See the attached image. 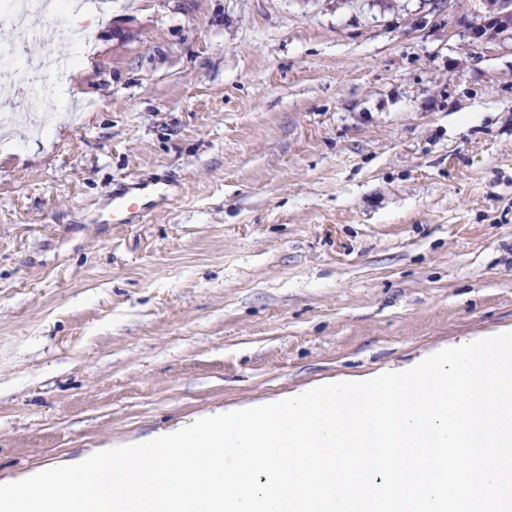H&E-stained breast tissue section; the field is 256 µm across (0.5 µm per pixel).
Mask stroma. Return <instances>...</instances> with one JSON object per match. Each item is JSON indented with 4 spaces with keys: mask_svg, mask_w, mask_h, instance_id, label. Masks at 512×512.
Segmentation results:
<instances>
[{
    "mask_svg": "<svg viewBox=\"0 0 512 512\" xmlns=\"http://www.w3.org/2000/svg\"><path fill=\"white\" fill-rule=\"evenodd\" d=\"M476 0H96L0 127V481L512 331V36ZM166 184L140 222L112 191Z\"/></svg>",
    "mask_w": 512,
    "mask_h": 512,
    "instance_id": "obj_1",
    "label": "stroma"
}]
</instances>
